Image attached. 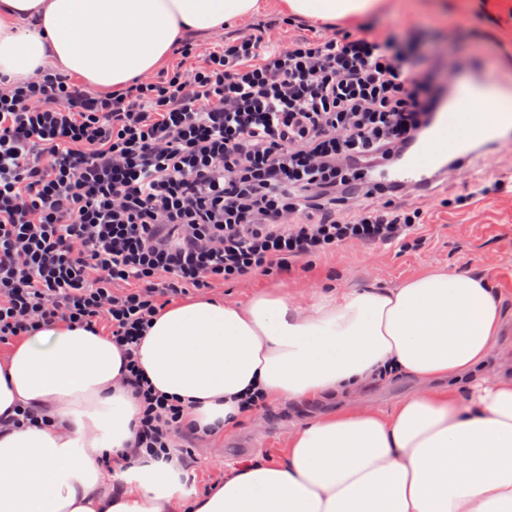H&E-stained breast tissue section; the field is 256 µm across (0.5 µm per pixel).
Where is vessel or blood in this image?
Instances as JSON below:
<instances>
[{
  "label": "vessel or blood",
  "instance_id": "vessel-or-blood-1",
  "mask_svg": "<svg viewBox=\"0 0 512 512\" xmlns=\"http://www.w3.org/2000/svg\"><path fill=\"white\" fill-rule=\"evenodd\" d=\"M486 81L460 72L455 91L442 112L437 113L427 139L400 167L381 168L377 180L382 184H425L433 169L446 156L468 158L475 144L494 143L512 132L511 112H474L473 100L484 99Z\"/></svg>",
  "mask_w": 512,
  "mask_h": 512
}]
</instances>
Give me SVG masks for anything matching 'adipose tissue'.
Segmentation results:
<instances>
[{"mask_svg": "<svg viewBox=\"0 0 512 512\" xmlns=\"http://www.w3.org/2000/svg\"><path fill=\"white\" fill-rule=\"evenodd\" d=\"M289 12L357 19L384 0H282ZM260 0H0V73L52 67L100 90L159 66L190 29L251 16ZM501 310L485 277L437 271L393 289L298 306L268 290L247 306L172 304L139 347L155 389L191 401L193 424L235 429L247 397L341 398L405 374L428 384L390 418L361 409L298 430L281 466L250 463L202 498L177 452L132 455L138 404L111 337L53 325L0 363V418L15 405L48 423L0 430V512H512V381L467 396L432 384L475 373ZM123 490H114V483Z\"/></svg>", "mask_w": 512, "mask_h": 512, "instance_id": "adipose-tissue-1", "label": "adipose tissue"}]
</instances>
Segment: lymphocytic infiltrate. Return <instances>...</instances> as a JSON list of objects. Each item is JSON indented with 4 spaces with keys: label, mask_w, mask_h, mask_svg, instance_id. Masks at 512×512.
Masks as SVG:
<instances>
[{
    "label": "lymphocytic infiltrate",
    "mask_w": 512,
    "mask_h": 512,
    "mask_svg": "<svg viewBox=\"0 0 512 512\" xmlns=\"http://www.w3.org/2000/svg\"><path fill=\"white\" fill-rule=\"evenodd\" d=\"M254 23L108 93L71 74L0 77V343L107 324L138 403L137 447L194 442L138 347L174 299L292 271L342 246L396 243L426 190L369 184L450 90L393 34L339 28L268 47Z\"/></svg>",
    "instance_id": "lymphocytic-infiltrate-1"
}]
</instances>
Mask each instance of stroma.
<instances>
[{
	"label": "stroma",
	"mask_w": 512,
	"mask_h": 512,
	"mask_svg": "<svg viewBox=\"0 0 512 512\" xmlns=\"http://www.w3.org/2000/svg\"><path fill=\"white\" fill-rule=\"evenodd\" d=\"M370 23L400 33L423 59L441 64L451 80L466 68L492 78L512 108V0H398L392 10L370 15ZM512 169V137L478 146L462 174L435 184L424 201V219L416 234L398 245L344 247L336 253L301 262L291 274L258 276L213 290V297L247 303L270 287L286 291L304 305L327 287L397 288L407 280L438 270L488 276L503 315L499 339L488 363L502 380L512 379V186L494 195L469 194L470 182L494 181ZM451 206H443V199ZM413 377L401 375L367 386L347 400L270 403L251 413L235 431L197 448L189 488L196 494L223 482L226 472L252 462L282 465L288 460L292 434L309 420L349 406L389 417L396 406L421 391Z\"/></svg>",
	"instance_id": "obj_1"
}]
</instances>
